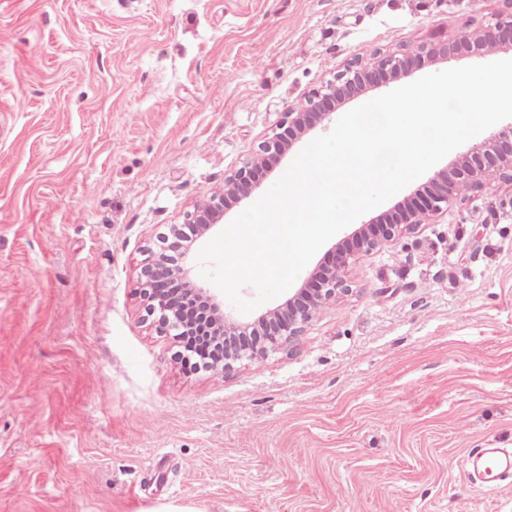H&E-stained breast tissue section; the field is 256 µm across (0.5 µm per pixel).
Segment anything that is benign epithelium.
<instances>
[{
	"label": "benign epithelium",
	"instance_id": "7a95c632",
	"mask_svg": "<svg viewBox=\"0 0 512 512\" xmlns=\"http://www.w3.org/2000/svg\"><path fill=\"white\" fill-rule=\"evenodd\" d=\"M509 10L499 14L495 23L479 29L476 37L460 35L445 43L422 46L413 55L372 54L367 61L350 60L334 79L304 101L288 109L280 131L273 133L258 151L224 180V189L207 195L184 216V223L197 225L196 238L183 242L176 238L170 245L174 254L150 251L140 269L141 293L148 315L156 329L164 334L191 331L218 343L210 369L224 373L243 360H259L268 352L301 335L320 311L336 296L349 291L347 270L355 254L370 253L380 246L414 232L429 223L442 205L456 197L453 186L465 183L478 190L491 179L512 182V124L462 147L452 170L442 169L433 176L434 192L406 211L398 224L383 218L362 222L352 238L333 246L331 259L320 262L300 288L283 303L244 323L216 295L194 276L198 247L221 226L228 200L242 202L261 186L260 177L269 161L289 151L311 129L329 123L337 111L368 89L380 88L408 76L413 66L450 64L464 57H483L495 51L512 49V0Z\"/></svg>",
	"mask_w": 512,
	"mask_h": 512
}]
</instances>
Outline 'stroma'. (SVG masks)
I'll return each instance as SVG.
<instances>
[{"mask_svg": "<svg viewBox=\"0 0 512 512\" xmlns=\"http://www.w3.org/2000/svg\"><path fill=\"white\" fill-rule=\"evenodd\" d=\"M505 0H0V512H512V184L369 255L266 359L190 370L145 250L355 56ZM467 470L472 478L486 485H496L512 477V453L500 448H475L466 458Z\"/></svg>", "mask_w": 512, "mask_h": 512, "instance_id": "stroma-1", "label": "stroma"}]
</instances>
